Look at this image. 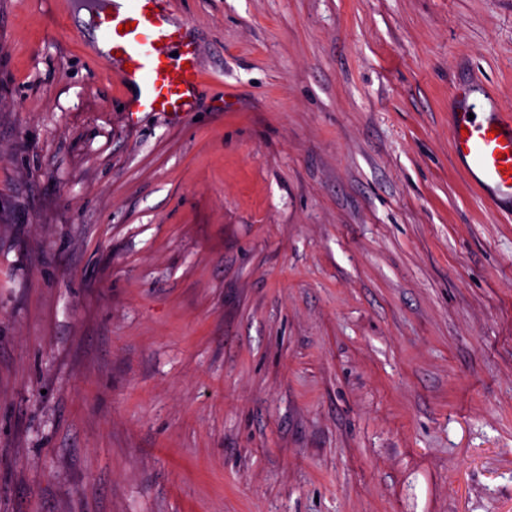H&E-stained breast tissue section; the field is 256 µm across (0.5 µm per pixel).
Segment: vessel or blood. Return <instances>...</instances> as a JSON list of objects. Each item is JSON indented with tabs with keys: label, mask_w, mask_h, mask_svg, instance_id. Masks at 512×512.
Listing matches in <instances>:
<instances>
[{
	"label": "vessel or blood",
	"mask_w": 512,
	"mask_h": 512,
	"mask_svg": "<svg viewBox=\"0 0 512 512\" xmlns=\"http://www.w3.org/2000/svg\"><path fill=\"white\" fill-rule=\"evenodd\" d=\"M161 0H112L99 17V40L121 67L112 74L120 85H137L141 94L125 112L193 111L202 75L200 50L188 28L175 24ZM449 136L452 151L469 179L494 199L512 201V114L477 103L470 87L453 95Z\"/></svg>",
	"instance_id": "obj_1"
}]
</instances>
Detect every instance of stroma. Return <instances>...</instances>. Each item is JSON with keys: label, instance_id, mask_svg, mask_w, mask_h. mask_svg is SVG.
<instances>
[{"label": "stroma", "instance_id": "35a3bbf8", "mask_svg": "<svg viewBox=\"0 0 512 512\" xmlns=\"http://www.w3.org/2000/svg\"><path fill=\"white\" fill-rule=\"evenodd\" d=\"M107 2L0 0V512H512V0H164L131 120ZM161 1L113 0L112 9L97 22L100 42L110 47L112 59L121 64L112 71V79L120 86L141 87V95L124 106L128 119L142 111L171 112L175 116L194 111L195 90L202 79L199 46L188 36L189 23L176 25L160 8ZM126 23H135L134 29L120 32ZM101 43L97 42V49L108 53ZM156 43L161 46L156 47ZM175 51L178 55L172 57ZM125 63L131 65V72L125 69ZM472 92L461 86L453 95L455 114L449 129L453 154L478 188L490 190L493 199L512 203V116L496 104L477 103ZM492 129L498 134L491 135ZM500 153L505 158H499Z\"/></svg>", "mask_w": 512, "mask_h": 512}]
</instances>
